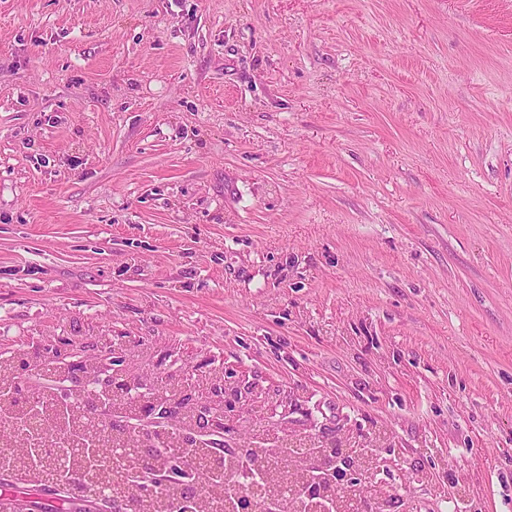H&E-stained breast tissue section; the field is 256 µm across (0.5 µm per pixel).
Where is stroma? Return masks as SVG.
<instances>
[{
    "instance_id": "obj_1",
    "label": "stroma",
    "mask_w": 512,
    "mask_h": 512,
    "mask_svg": "<svg viewBox=\"0 0 512 512\" xmlns=\"http://www.w3.org/2000/svg\"><path fill=\"white\" fill-rule=\"evenodd\" d=\"M125 329L512 512V0H0V350Z\"/></svg>"
}]
</instances>
